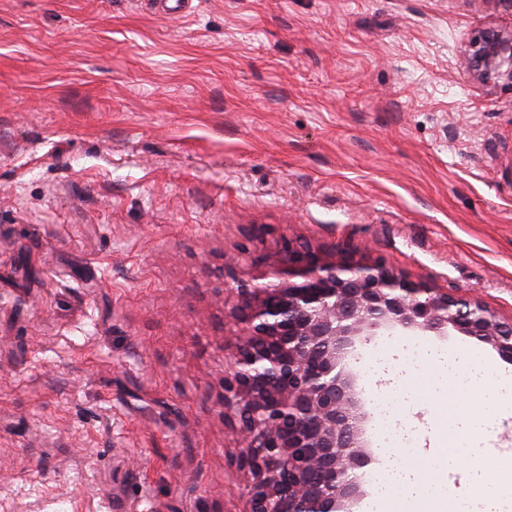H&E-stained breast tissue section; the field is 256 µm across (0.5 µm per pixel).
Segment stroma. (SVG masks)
<instances>
[{"instance_id":"obj_1","label":"stroma","mask_w":512,"mask_h":512,"mask_svg":"<svg viewBox=\"0 0 512 512\" xmlns=\"http://www.w3.org/2000/svg\"><path fill=\"white\" fill-rule=\"evenodd\" d=\"M494 0H0V512H247L224 373L282 240L512 321V90L460 70ZM383 328L365 405L433 437ZM392 379L371 381V353ZM481 463L504 499L512 406Z\"/></svg>"}]
</instances>
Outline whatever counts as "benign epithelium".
<instances>
[{
  "mask_svg": "<svg viewBox=\"0 0 512 512\" xmlns=\"http://www.w3.org/2000/svg\"><path fill=\"white\" fill-rule=\"evenodd\" d=\"M460 65L483 86L512 89V28L474 33ZM237 293L249 338L224 378V404L239 418L240 462L255 479L249 512H352L371 462L369 413L345 363L358 337L385 326L438 335L451 327L512 360V323L382 260L326 256L286 239Z\"/></svg>",
  "mask_w": 512,
  "mask_h": 512,
  "instance_id": "7a95c632",
  "label": "benign epithelium"
}]
</instances>
